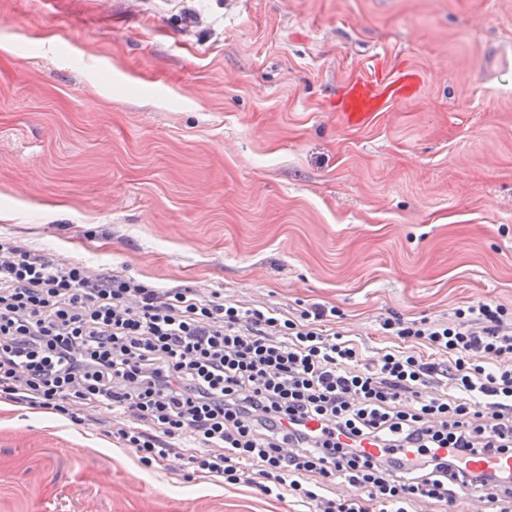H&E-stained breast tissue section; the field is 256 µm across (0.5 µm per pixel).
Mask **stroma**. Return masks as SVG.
I'll return each mask as SVG.
<instances>
[{"instance_id": "obj_1", "label": "stroma", "mask_w": 512, "mask_h": 512, "mask_svg": "<svg viewBox=\"0 0 512 512\" xmlns=\"http://www.w3.org/2000/svg\"><path fill=\"white\" fill-rule=\"evenodd\" d=\"M512 0H0V243L154 288L378 317L512 311ZM421 72L365 124L344 82ZM0 404V512H303L148 469L103 433ZM512 66V42L498 44L488 48L482 60L480 77L483 80L490 76L506 73Z\"/></svg>"}]
</instances>
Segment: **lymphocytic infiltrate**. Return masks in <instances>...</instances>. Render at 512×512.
<instances>
[{
    "label": "lymphocytic infiltrate",
    "instance_id": "1",
    "mask_svg": "<svg viewBox=\"0 0 512 512\" xmlns=\"http://www.w3.org/2000/svg\"><path fill=\"white\" fill-rule=\"evenodd\" d=\"M335 316L0 246V398L127 416L114 436L143 466L180 456L198 477L285 490L308 512H412L465 487L512 512V475L462 466L512 448V313L480 303L445 320L386 316L401 345L368 358ZM431 384L441 393L422 396ZM339 479L354 495L329 496Z\"/></svg>",
    "mask_w": 512,
    "mask_h": 512
}]
</instances>
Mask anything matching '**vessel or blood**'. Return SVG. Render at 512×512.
<instances>
[{
  "label": "vessel or blood",
  "instance_id": "obj_1",
  "mask_svg": "<svg viewBox=\"0 0 512 512\" xmlns=\"http://www.w3.org/2000/svg\"><path fill=\"white\" fill-rule=\"evenodd\" d=\"M512 68V42L488 48L482 60L481 78L504 74ZM421 77L404 68L386 82L378 83L369 78L348 81L336 100V108L348 124H364L374 113L383 111L392 100L407 97L420 88ZM471 471L501 472L512 474V450L471 455L466 463Z\"/></svg>",
  "mask_w": 512,
  "mask_h": 512
}]
</instances>
